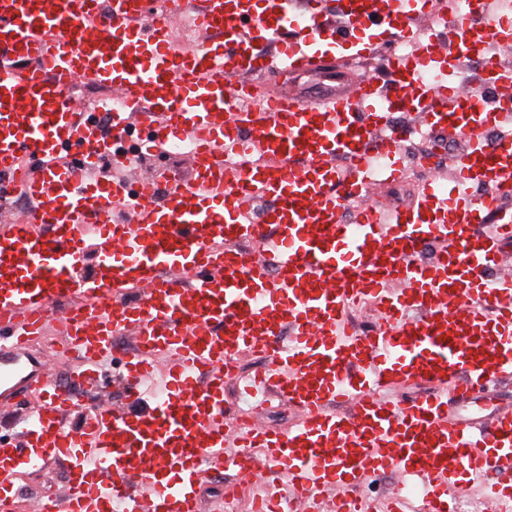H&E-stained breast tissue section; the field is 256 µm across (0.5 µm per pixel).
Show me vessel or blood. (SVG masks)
I'll return each mask as SVG.
<instances>
[{
  "instance_id": "1",
  "label": "vessel or blood",
  "mask_w": 512,
  "mask_h": 512,
  "mask_svg": "<svg viewBox=\"0 0 512 512\" xmlns=\"http://www.w3.org/2000/svg\"><path fill=\"white\" fill-rule=\"evenodd\" d=\"M189 2L0 0V176L27 202L0 212V407L28 404L0 440V512H16L21 472L62 457L63 497L34 512H203L195 486L219 469L285 482L252 512H374L355 491L385 473L400 485L386 512L412 486L419 512H452L489 473L484 498L512 512V408L448 413L512 380L503 0H203L194 16ZM188 23L193 51L172 38ZM370 30L413 46L386 56L388 82L262 96L264 73L335 78L373 53ZM77 85L109 97L74 102ZM135 127L146 138L119 149ZM410 133L468 143L386 211L375 199ZM182 143L181 165L139 174ZM489 184L495 197L474 195ZM359 305L365 330L347 321ZM52 332L79 362L66 381L31 355ZM121 338L125 403L81 405L73 386L107 390ZM256 355L250 409L226 413L225 378ZM420 383L431 393L405 401ZM275 399L296 411L288 430L255 423Z\"/></svg>"
}]
</instances>
